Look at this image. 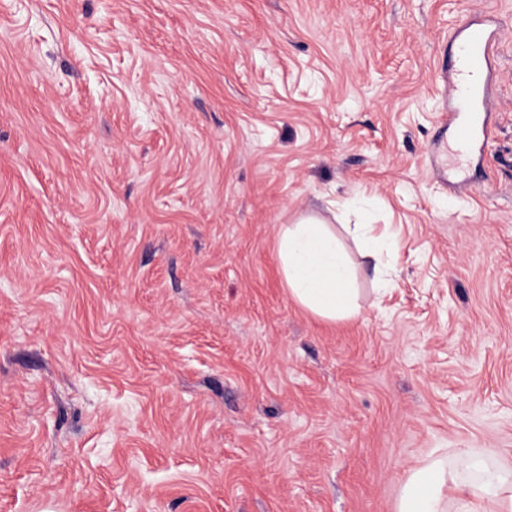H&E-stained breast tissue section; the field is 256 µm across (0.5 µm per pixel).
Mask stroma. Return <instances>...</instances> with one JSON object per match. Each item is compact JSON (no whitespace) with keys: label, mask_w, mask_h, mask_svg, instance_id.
I'll return each mask as SVG.
<instances>
[{"label":"stroma","mask_w":512,"mask_h":512,"mask_svg":"<svg viewBox=\"0 0 512 512\" xmlns=\"http://www.w3.org/2000/svg\"><path fill=\"white\" fill-rule=\"evenodd\" d=\"M309 213L357 316L288 293ZM351 224L397 241L384 297ZM463 451L512 466V0H0V512H397ZM462 45L453 60L448 61V94L455 107L442 113L443 127L451 126L454 139L471 149L488 143L489 83L493 74V48L496 31L481 21L463 19L457 30Z\"/></svg>","instance_id":"1"}]
</instances>
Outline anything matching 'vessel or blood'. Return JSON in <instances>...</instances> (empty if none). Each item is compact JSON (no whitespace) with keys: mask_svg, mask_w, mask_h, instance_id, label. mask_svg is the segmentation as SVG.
<instances>
[{"mask_svg":"<svg viewBox=\"0 0 512 512\" xmlns=\"http://www.w3.org/2000/svg\"><path fill=\"white\" fill-rule=\"evenodd\" d=\"M462 45L448 63V93L455 107L443 113L441 123L451 128L458 144L473 148L488 142L489 83L493 74L496 32L483 22L466 18L458 27Z\"/></svg>","mask_w":512,"mask_h":512,"instance_id":"obj_1","label":"vessel or blood"}]
</instances>
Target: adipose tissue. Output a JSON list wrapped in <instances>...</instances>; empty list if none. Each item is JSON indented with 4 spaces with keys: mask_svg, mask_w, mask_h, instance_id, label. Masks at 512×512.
Returning <instances> with one entry per match:
<instances>
[{
    "mask_svg": "<svg viewBox=\"0 0 512 512\" xmlns=\"http://www.w3.org/2000/svg\"><path fill=\"white\" fill-rule=\"evenodd\" d=\"M278 256L288 292L311 313L336 320L358 315L360 306L335 234L320 219L308 216L282 225ZM483 462L460 453L453 463L437 458L414 469L404 483L397 512H512V474H484L462 483L458 473L481 471Z\"/></svg>",
    "mask_w": 512,
    "mask_h": 512,
    "instance_id": "obj_1",
    "label": "adipose tissue"
}]
</instances>
